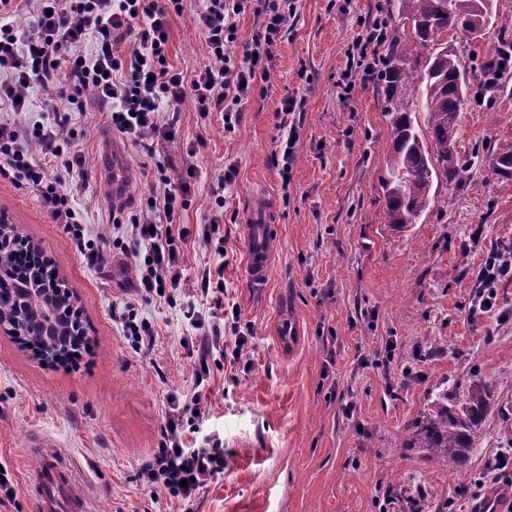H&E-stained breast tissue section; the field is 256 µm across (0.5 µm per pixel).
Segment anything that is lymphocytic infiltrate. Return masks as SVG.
<instances>
[{
	"mask_svg": "<svg viewBox=\"0 0 512 512\" xmlns=\"http://www.w3.org/2000/svg\"><path fill=\"white\" fill-rule=\"evenodd\" d=\"M258 17L245 46L242 62L224 47L233 42V20L245 0H199L194 23L202 34L210 61L193 78L168 60L172 13L182 12L183 0H37L29 29H20L15 0H0V104L11 117H0V174L31 185L41 205L62 224L87 264L104 267L103 246L85 234L73 196L44 175L50 161L71 171L82 168L80 152L67 148L71 120L88 111L105 113L107 122L130 140L158 145L173 141L179 106L192 99L198 111L220 112L227 126L240 120V110L257 85L263 59L272 58L276 37L294 15L295 0H256ZM135 36L124 49L127 36ZM51 86L52 124L29 127L14 115L26 111L31 92ZM32 150L22 149V142ZM196 176L187 166L171 179L165 163L157 165L155 195L130 220L134 253L139 259L138 286L146 293L162 292L174 299L184 277V246L189 239L203 243L213 256L196 275L201 295L219 296L224 284V231L219 217L188 229L175 220L187 202ZM512 279V256H490L476 277V302L490 307L496 301L495 282ZM184 316L197 329L196 384L210 377L211 363L224 353V329L217 311L203 314L188 305ZM201 392L186 405L170 402L157 448L142 461L139 476L151 492L192 502L207 483L224 471V443L216 439L205 448L184 441L186 416L202 414Z\"/></svg>",
	"mask_w": 512,
	"mask_h": 512,
	"instance_id": "1",
	"label": "lymphocytic infiltrate"
}]
</instances>
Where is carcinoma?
Listing matches in <instances>:
<instances>
[{"mask_svg":"<svg viewBox=\"0 0 512 512\" xmlns=\"http://www.w3.org/2000/svg\"><path fill=\"white\" fill-rule=\"evenodd\" d=\"M399 13L414 30L410 39L393 43L385 72L388 90L402 81L405 65L419 67L422 89L418 110L411 112L402 104L392 103L391 116L393 154L383 180L386 196V221L397 227L413 224L429 208L434 182L444 178L461 180L464 167L456 147L448 145L460 112L472 98L494 90L499 79L478 84L470 91L465 70L456 53L443 47L430 51L425 63L409 60L408 55L428 48L442 33L451 30L469 33L475 20L476 0H397ZM424 123H419V115ZM477 152L489 154L492 165L503 178L512 180V141L494 147H480ZM0 324L25 325L21 338L40 352L59 353L71 341L74 328L57 316L61 302L58 291L46 287L41 269L28 263L19 249H0ZM489 405L485 387L468 392L462 412L439 403L435 421L422 433V447L433 456L452 459L465 455L471 448L466 421L481 418Z\"/></svg>","mask_w":512,"mask_h":512,"instance_id":"1","label":"carcinoma"}]
</instances>
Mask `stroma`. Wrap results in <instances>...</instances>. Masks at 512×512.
Instances as JSON below:
<instances>
[{
    "label": "stroma",
    "instance_id": "1",
    "mask_svg": "<svg viewBox=\"0 0 512 512\" xmlns=\"http://www.w3.org/2000/svg\"><path fill=\"white\" fill-rule=\"evenodd\" d=\"M278 36L270 79L242 106L234 129L220 113L180 107L175 142L156 154L105 124L77 120L71 147L85 158V180L48 167L74 188L90 238L111 252L108 268L89 266L26 183L0 176V215L40 242L65 286L80 300L90 347L73 366L36 359L0 332V468L15 493L0 512H35L28 475L41 445L52 446L90 512H475L498 487L495 453L512 448V279L498 283L492 310L473 306L474 275L489 252L512 250V185L474 145L512 140V82L493 101L460 115L457 152L471 159L463 181L440 180L429 209L398 229L386 221L381 182L392 152L383 77L350 71L359 42L385 23L388 40L410 35L396 0H296ZM193 0L171 16L169 59L186 75L209 62L193 22ZM469 80L501 43L498 27L469 41L441 36ZM301 100L299 141L289 175L274 162L283 139L281 103ZM195 156H188L189 147ZM124 164V188L110 195L99 162L106 150ZM171 178L196 165L180 213L195 225L213 215L224 189V304L252 335L240 358L212 366L207 412L186 443L224 442V472L189 503L149 491L142 459L158 446L169 397L195 387L194 330L186 297L169 303L137 291V260L126 249L127 221L155 185L156 158ZM275 216L277 247L266 287L246 276L243 225L253 196ZM131 304L154 330L135 348L112 311ZM296 336L281 346L284 323ZM487 385L491 412L464 462L412 447L439 398L461 408L468 390Z\"/></svg>",
    "mask_w": 512,
    "mask_h": 512
}]
</instances>
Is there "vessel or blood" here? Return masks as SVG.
Wrapping results in <instances>:
<instances>
[{"label": "vessel or blood", "instance_id": "1", "mask_svg": "<svg viewBox=\"0 0 512 512\" xmlns=\"http://www.w3.org/2000/svg\"><path fill=\"white\" fill-rule=\"evenodd\" d=\"M244 247L247 254V276L252 287H265L272 263V224L274 215L264 199H255L247 211ZM41 488L38 512H87L81 496L65 480L58 460L44 455L33 473Z\"/></svg>", "mask_w": 512, "mask_h": 512}]
</instances>
